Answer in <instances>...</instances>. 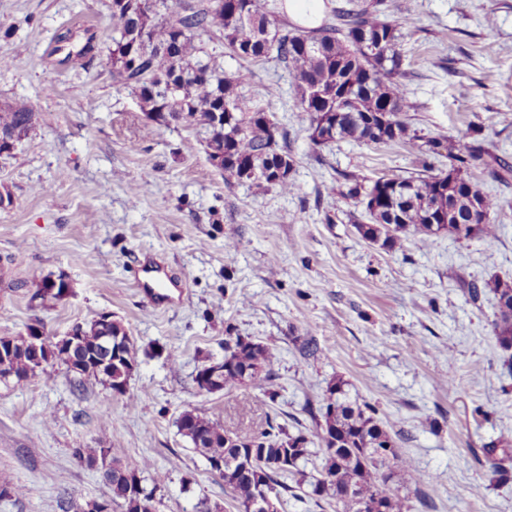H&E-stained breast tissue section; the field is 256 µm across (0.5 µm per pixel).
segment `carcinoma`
I'll list each match as a JSON object with an SVG mask.
<instances>
[{
    "mask_svg": "<svg viewBox=\"0 0 512 512\" xmlns=\"http://www.w3.org/2000/svg\"><path fill=\"white\" fill-rule=\"evenodd\" d=\"M112 0V48L107 66L124 87L134 93L140 110L158 126L184 122L204 136L212 164L224 181L249 182L259 188H277L295 194V157L288 149L287 133L271 119L269 111L250 93L254 72L250 63L275 61L288 70L294 88V106L310 114L309 139L314 148L340 141L386 145L403 143L418 154L422 170L409 177L382 176L369 184L356 175H343L340 195L361 206L354 224L362 239L394 249L412 237L419 248L430 238L448 234L457 239L498 238L497 198L484 193L467 176L481 163L502 181L512 176V164L479 145L466 146L453 138H432L422 144L411 133L405 114L416 110L409 98L402 69L400 43L413 24L411 14L398 0H345L330 10L324 24L307 28L289 21L277 4L261 0ZM203 33L219 40L238 61L233 72L201 40ZM25 107H0V132L25 139L33 126ZM448 160V168L433 173L434 161ZM483 200V217H472V200ZM495 295L494 333L505 353L504 365L512 371V280L485 283ZM78 341L54 353V362L68 371L102 377L114 387L129 372L125 360L137 362L134 345L121 323L112 324V349L126 355L119 361L104 349L105 329L99 319L76 324ZM6 348L0 372L17 378L36 375L38 362L31 340L1 337ZM277 355L267 346L236 338L224 350V372L213 378H195L208 393L250 385L269 400L275 399L270 378ZM348 383L340 377L326 387L329 401L318 409L319 433L335 439L321 443L318 475L307 477L305 465L314 455L310 440L269 425L256 435L241 437L224 431L218 420L184 412L179 431L192 450L201 455L237 503L239 512H256L264 492L273 496L280 512L283 494L317 496L334 501L344 512H410L406 498L392 488L393 465L415 470L411 458L399 454L400 435L391 433L367 403L350 397ZM287 452L291 466L284 469L270 458ZM491 479L504 481L512 460V442L500 437L482 448ZM254 459L253 478L238 475L242 462ZM139 465L113 463L110 504L123 512H157V498L165 481L157 473L153 486L142 484ZM296 478L289 486L280 480Z\"/></svg>",
    "mask_w": 512,
    "mask_h": 512,
    "instance_id": "1",
    "label": "carcinoma"
}]
</instances>
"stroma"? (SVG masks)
<instances>
[{
  "instance_id": "stroma-1",
  "label": "stroma",
  "mask_w": 512,
  "mask_h": 512,
  "mask_svg": "<svg viewBox=\"0 0 512 512\" xmlns=\"http://www.w3.org/2000/svg\"><path fill=\"white\" fill-rule=\"evenodd\" d=\"M416 17L401 42L408 120L423 137L478 142L512 162V0H399ZM111 0H0V106L38 121L0 159V337L39 326L56 341L111 314L132 336L138 366L125 395L54 365L0 382V512H75L111 498L78 448L163 472L159 512H194L199 499L236 512L230 491L178 432L183 412L250 436L269 422L314 437L306 411L343 377L401 435L417 470L396 469L411 512H512V479L492 483L476 459L512 439V373L501 367L493 294L471 302L466 282L512 279V180L481 166L472 181L501 202L493 243L442 234L426 247L388 251L360 237V209L339 197V175L364 180L419 168L399 143L341 141L315 150L309 115L294 106L286 69L255 66L252 89L288 133L294 195L225 184L197 130L149 123L137 97L103 60L112 46ZM240 242L234 254L226 241ZM181 277L180 300L152 309L133 286L143 254ZM71 282L41 299L48 275ZM247 337L278 356L275 399L258 389L201 391L195 376ZM314 343V356L300 349ZM177 364H170V357ZM454 384H447V377ZM135 408H127V399ZM51 425H43L44 415Z\"/></svg>"
}]
</instances>
